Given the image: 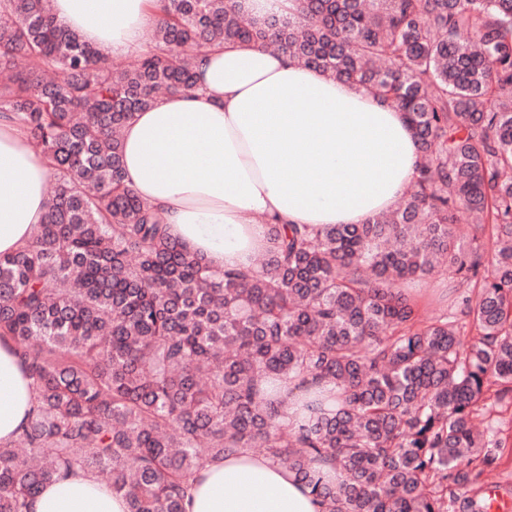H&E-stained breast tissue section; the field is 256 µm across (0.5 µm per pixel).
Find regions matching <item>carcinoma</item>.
<instances>
[{"label": "carcinoma", "instance_id": "1", "mask_svg": "<svg viewBox=\"0 0 512 512\" xmlns=\"http://www.w3.org/2000/svg\"><path fill=\"white\" fill-rule=\"evenodd\" d=\"M298 2L299 22L282 24L232 0H156L149 49L125 67L52 0H0V117L53 179L32 244L0 255V336L36 400L0 445V512L76 464L128 512H184L189 479L243 450L287 466L324 512H489L456 491L496 463L472 419L512 385V0ZM237 43L402 112L417 175L389 213L274 224L259 272L216 275L125 184L121 130L192 90L207 49ZM462 209L490 258L458 239ZM445 272L471 291L417 323L406 286Z\"/></svg>", "mask_w": 512, "mask_h": 512}]
</instances>
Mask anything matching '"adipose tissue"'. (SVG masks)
<instances>
[{
	"label": "adipose tissue",
	"mask_w": 512,
	"mask_h": 512,
	"mask_svg": "<svg viewBox=\"0 0 512 512\" xmlns=\"http://www.w3.org/2000/svg\"><path fill=\"white\" fill-rule=\"evenodd\" d=\"M59 20L102 55L142 50L150 0H54ZM127 185L158 209L167 235L215 273L255 270L273 224H362L388 211L415 176L408 122L365 88L255 45L212 49L193 90L158 98L122 129ZM46 157L0 119V254L41 224ZM34 409L26 365L0 338V443ZM26 512H127L122 495L73 469ZM184 512H322L288 467L248 451L191 479Z\"/></svg>",
	"instance_id": "1"
}]
</instances>
